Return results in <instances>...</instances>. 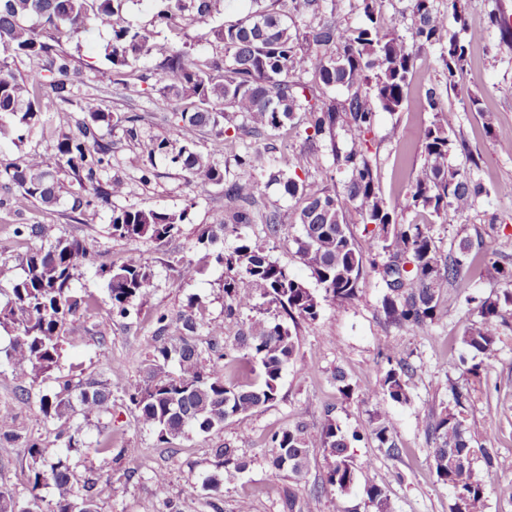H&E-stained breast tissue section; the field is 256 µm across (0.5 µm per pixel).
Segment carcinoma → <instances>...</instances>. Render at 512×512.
Here are the masks:
<instances>
[{"label":"carcinoma","mask_w":512,"mask_h":512,"mask_svg":"<svg viewBox=\"0 0 512 512\" xmlns=\"http://www.w3.org/2000/svg\"><path fill=\"white\" fill-rule=\"evenodd\" d=\"M126 0H0V140L23 142L38 128L57 138V154L52 160L30 156L22 165L0 163V206L22 211L34 202L53 206L62 193L72 199L71 210L107 204L124 193L122 181H103L102 174L112 164V149L100 134L112 122L105 100L77 88L79 71L62 38L72 39L97 22L112 27V38L104 46L109 66L98 71V83L124 88L130 79L160 84L161 105L179 115L170 136L141 138L134 114L125 117L129 139L140 142L145 163L143 177L154 175L155 161L164 157L187 174L198 196L225 185L224 213L216 217L215 228L224 231L256 221L268 225L270 236L288 231L277 213L254 209L257 185L249 178L224 184V170L196 150L200 132L208 128L224 135V124L242 119L241 127L252 133L278 129L298 113L309 117L314 136L336 148V125H341L350 148L336 156L348 173L347 198L365 224L383 232L380 247L392 258L383 268L389 293L382 301L385 316L396 325L423 330L437 308V287L461 279L468 246L459 245L457 257L443 261L439 256L430 224H409L389 231L397 223L398 212L423 206L432 213L452 209L458 213L473 210L487 194L483 184L448 167V152L455 145V134L435 122L424 134L426 162L421 175L403 199L388 203L379 193L377 176L368 156L367 135L375 118V107L397 112L407 98L418 51L441 45L447 56L445 69L448 87L458 85L469 60L473 38L447 37L446 21L453 18L467 30L459 8L460 0H448L452 12L435 9L433 0H411L415 23L412 43L384 30L376 9L377 0H353L351 9L359 11L364 22L358 27L336 21L340 0H271V4L250 12L234 24L210 28L221 44V57H210L192 43L176 44L158 39L153 33L121 22ZM153 25L168 28L176 19L185 25L210 24L224 0H155ZM311 17L304 32L291 22L292 14ZM22 57L38 58L45 66L25 73L15 71L11 62ZM151 67L137 73V64ZM315 69L316 83L309 86L302 75ZM343 89L345 98L336 102L327 91ZM53 112L50 125L42 116ZM81 112L76 120L72 113ZM246 173L271 168L268 152L252 149L237 156ZM294 168L325 171L320 157L303 152ZM65 172L75 186L66 190L59 174ZM285 194L301 202L295 210L300 226L297 253L303 265L325 291V298L350 300L356 297L363 275V257L350 236L346 211L336 193L329 190L306 191L305 185L281 171L270 173ZM184 214L161 209L112 210L111 234L128 242L144 238L164 239L180 230ZM215 235L206 230L198 238L202 245L197 258L184 262L177 270L180 283L195 279L209 267L234 272L224 280L225 316L231 318L264 300L270 306L266 315L253 319L240 345L258 360L261 373L252 386L237 385L224 376L217 362H209L198 350L191 333L204 323L191 312L182 318L183 333L155 347L145 374L126 388L139 421L152 429L161 442L190 431L209 433L224 427L234 416L248 413L274 402L279 394L282 371L295 359L297 337L282 316L313 320L320 302L315 293L288 268L273 261L267 247L247 238L240 239L233 251L215 249ZM413 264L403 274L399 261ZM92 265L85 241L59 238L48 246L28 252L22 273L14 280L11 295L0 302V328L12 333L9 347L0 350V364H7L20 391L25 392L49 376L61 358L60 336L66 322L90 306L89 297L75 286L77 272ZM95 274L104 281L110 311L124 317L134 301L150 287L154 272L141 259L131 256L118 267L99 265ZM512 310V291L496 300L480 304L481 320L467 328L463 344L479 356L495 351L499 319ZM388 368L375 394L394 402L406 403L409 394L404 376L409 365L400 351L387 349ZM112 391L108 384L85 379L67 380L59 390L42 396L39 419L48 423L70 420L78 415L82 422L60 426L56 432L59 450L46 454L36 440L28 445L30 463L28 484L31 504L21 506L0 490V512H98V501L112 499V479H89L77 489L71 456L89 451L112 453V439L88 441L82 423L100 419L109 412ZM425 430L433 436L431 457L437 478L454 495L452 512H480L484 491L472 468V449L467 430L458 414L445 411L437 419H426ZM363 438L376 442L391 459H399L403 449L387 417L376 412L365 433H346L332 418L310 431L297 426L278 430L270 436L272 466L296 479L309 467L310 450L323 451L325 485L346 492L357 481L358 465L350 453L351 442ZM215 470L202 477L201 488L209 495L213 512L220 506L224 486L236 483L247 467L236 448H217ZM49 489L52 499L47 509L39 505L38 491ZM376 512H387L384 483H372L365 490ZM153 495L163 500L169 512H180L167 497L164 475L154 478ZM316 496L288 498L289 512H317Z\"/></svg>","instance_id":"cac0c4a2"}]
</instances>
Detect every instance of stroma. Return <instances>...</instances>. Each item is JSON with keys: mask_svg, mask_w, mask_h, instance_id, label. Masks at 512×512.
I'll return each mask as SVG.
<instances>
[{"mask_svg": "<svg viewBox=\"0 0 512 512\" xmlns=\"http://www.w3.org/2000/svg\"><path fill=\"white\" fill-rule=\"evenodd\" d=\"M470 28L482 30L484 38L474 43L469 62L460 79V91L446 89L444 64L439 46L421 51L401 111H377L368 136L370 155L377 167L378 185L388 202L405 194L424 165V132L440 122L463 140V147L448 155L450 168L470 173L486 188L476 208L464 214L447 212L436 218L432 229L441 254L457 253L460 241L470 244L463 276L456 285H441L437 294V312L427 333L388 323L381 301L387 291L381 267L387 253L370 247L373 227L361 223L353 203H346L349 229L357 249L365 256L364 272L356 299L334 302L322 299L315 320H297L293 329L298 336V355L283 370L275 402L247 414L229 419L222 429L208 433H189L170 443H159L155 433L142 427L136 412L124 395L125 388L146 371L159 334V315L170 325H178L190 302L205 310L207 323L199 327L194 340L203 356L223 347L245 328L252 311L235 318L224 316L223 283L225 269L207 268L194 281L175 285L178 263L193 257L198 236L214 224L224 210V189L214 187L203 198H195L186 175L171 163L158 162L154 177L143 181V157L136 142L124 134L125 116L139 114L143 135L164 137L170 134L176 115L160 111L159 94L152 84L140 87L139 94H110L112 113V165L106 176L125 183L123 196L110 205L74 213L68 203L31 205L19 213L0 208V294L8 295L14 278L20 274L22 258L31 250L59 238L86 240L98 262L122 263L137 255L153 267L155 278L147 293L136 300L127 317L116 318L106 302L103 282L85 273L78 285L97 300L88 314L68 323L61 336L62 357L53 377L44 385L20 392L9 368H0V410L13 414L17 439L0 442V487L6 488L18 502H26L28 492V440L35 439L47 452L58 446L56 424L38 420L42 395L56 387L58 380L89 376L107 381L112 391L110 410L100 420L86 425L89 437L111 435L116 448H134L135 458L118 459L110 454L89 453L74 459L77 478L87 475L112 478V500L100 502L99 512H167L163 502L153 496V477L165 474L168 496L177 501L182 512H211L207 495L199 488L202 472L212 470L215 449L227 446L239 449L248 462L236 484L225 487L224 512H238L241 501H249L252 512H286L289 493L306 497L318 495L320 512H375L365 494L368 484L385 482L389 512H450L451 489L438 481L429 450L434 441L427 435L422 420L430 414L454 408L448 389L457 381L469 395L462 415L468 427L473 450L472 466L484 490V512H512V315H506L499 330L497 357L476 364L472 352L462 342L466 328L479 319V303L512 289V281L496 273V265L512 267V153L503 152L499 137L512 133V33L503 34L492 27L490 12H512V0H464ZM112 37L109 25L95 23L90 33L67 43L80 70L81 91L94 92L97 72L106 68L102 47ZM440 92V109L431 111L428 89ZM307 121L297 116L285 127L270 129L253 137L237 132L226 138L223 149H216L214 132L204 131L198 149L211 156L224 171L225 181L240 174L237 154L245 148H269L274 169L291 172L294 157L308 148ZM325 170L334 172L325 179L323 172L300 173L299 178L311 190L328 189L344 195L345 175L337 170L334 152L346 151L350 144L344 135L335 143L313 144ZM165 209L185 212L180 233L135 243L112 237L109 229L113 210ZM18 224H35L34 236L14 237ZM298 228L271 237L267 225L243 224L218 241L232 251L240 238L263 242L272 260L288 267L315 294L321 295L315 278L302 264L295 239ZM396 346L410 370L405 378L409 402L397 403L374 395L373 389L386 368L380 358L385 346ZM479 365V374L469 373ZM343 371L356 386L343 396L334 380L335 371ZM387 416L397 442L403 448L401 459L384 456L375 443H353L351 451L359 465L358 479L348 494H340L322 484L323 453L313 449L307 474L298 480L275 471L269 464L268 438L273 431L299 423L320 426L331 417L345 431L365 430L374 412ZM495 461L486 464L485 452Z\"/></svg>", "mask_w": 512, "mask_h": 512, "instance_id": "35a3bbf8", "label": "stroma"}]
</instances>
